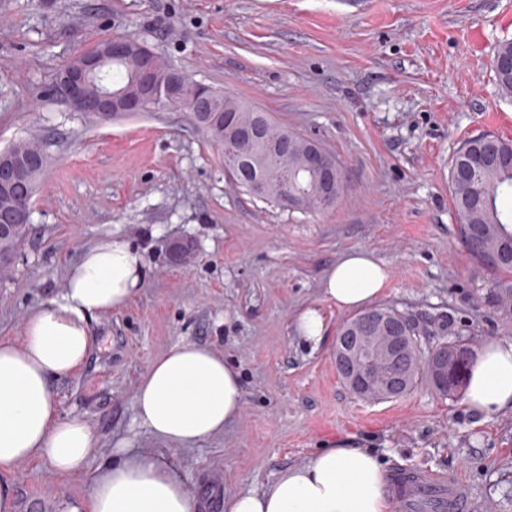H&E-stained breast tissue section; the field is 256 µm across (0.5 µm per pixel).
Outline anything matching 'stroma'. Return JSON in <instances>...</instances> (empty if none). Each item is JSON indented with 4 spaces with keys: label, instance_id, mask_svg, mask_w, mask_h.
Returning a JSON list of instances; mask_svg holds the SVG:
<instances>
[{
    "label": "stroma",
    "instance_id": "1",
    "mask_svg": "<svg viewBox=\"0 0 512 512\" xmlns=\"http://www.w3.org/2000/svg\"><path fill=\"white\" fill-rule=\"evenodd\" d=\"M117 38L315 140L342 166L343 196L315 214L253 196L228 175L223 147L173 106L108 121L72 111L52 91L57 71ZM506 41L512 0H0V151L34 138L49 153L32 231L0 276V337L21 341L30 313L60 297L70 265L100 239L133 243L147 266L133 302L93 320L85 369L52 383L95 452L67 478L17 468V512H44L47 495L84 497L120 441L166 451L136 427L134 394L182 342L222 354L245 394L231 428L170 452L193 512L263 489L347 436L385 470L454 474L476 512H512L511 410L481 419L423 380L361 400L333 343L314 349L291 330L321 303L326 269L365 248L388 268L379 304L407 312L430 342L512 339V320L487 302L493 274L461 242L449 180L464 140H512V97L491 67ZM176 239L194 247L187 262L169 255Z\"/></svg>",
    "mask_w": 512,
    "mask_h": 512
}]
</instances>
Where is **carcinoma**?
Returning a JSON list of instances; mask_svg holds the SVG:
<instances>
[{
    "mask_svg": "<svg viewBox=\"0 0 512 512\" xmlns=\"http://www.w3.org/2000/svg\"><path fill=\"white\" fill-rule=\"evenodd\" d=\"M139 58L136 55L112 61L105 77L112 90H122L130 85L137 74ZM214 108L211 112H196L191 98L184 95L178 106L191 113L193 121L206 128L213 138L224 147V159L231 162L238 156H246L249 167L236 175V182L243 188L251 189L252 177L259 176L266 181L264 197L278 201L279 188L283 179L301 201L299 209L310 212L322 210L318 199L317 178L302 167L301 158L307 145L306 138L286 128L276 129L265 112L249 108L236 100L231 111L236 113L237 124L258 127L262 134L250 141H242L233 135L235 127L224 124V93L213 91ZM42 146L22 140L6 151L0 152V165L13 158L28 156ZM512 156V141L493 135H484L466 140L456 151L450 166L449 179L461 240L469 254L496 275L491 290V303L503 319H512V208L508 199L512 197V163L491 164L478 171L470 179L455 177L457 168L465 165L469 156L475 153ZM48 163V155H42L40 167L31 174L12 178L11 191L0 193V222L11 220L16 209L27 198L34 195L37 181ZM30 225L11 224L0 234V260L3 266L11 262L19 241L28 233ZM399 327L401 335L407 337L411 347L404 355L409 370L405 372L407 389H412L418 380L424 378L435 387L442 397L463 395L470 362L464 354L470 351L469 343L460 344L455 340L439 343L448 353V382L436 384L433 366L423 357H416L412 346L421 345L416 323L393 306L384 307Z\"/></svg>",
    "mask_w": 512,
    "mask_h": 512,
    "instance_id": "obj_1",
    "label": "carcinoma"
}]
</instances>
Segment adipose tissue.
Here are the masks:
<instances>
[{"label":"adipose tissue","instance_id":"adipose-tissue-1","mask_svg":"<svg viewBox=\"0 0 512 512\" xmlns=\"http://www.w3.org/2000/svg\"><path fill=\"white\" fill-rule=\"evenodd\" d=\"M143 257L129 242L105 238L70 266L59 298L29 316L22 343L0 338V512H16L8 480L37 461L59 476L81 472L95 438L78 418H63L52 383L79 374L94 338L91 322L128 304L142 287ZM388 270L364 248L340 256L321 281L322 305L297 314L293 330L319 347L329 337L323 304L342 311L381 296ZM464 402L482 418L512 409V339L491 338L472 361ZM136 422L172 449L223 433L244 409L239 373L222 355L194 343L177 344L151 363L135 393ZM101 469L78 502L58 512H193L184 482L165 455L146 456L130 444ZM384 469L373 448L336 440L307 464L282 470L267 488L225 498L224 512H388Z\"/></svg>","mask_w":512,"mask_h":512}]
</instances>
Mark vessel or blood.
<instances>
[{
  "label": "vessel or blood",
  "mask_w": 512,
  "mask_h": 512,
  "mask_svg": "<svg viewBox=\"0 0 512 512\" xmlns=\"http://www.w3.org/2000/svg\"><path fill=\"white\" fill-rule=\"evenodd\" d=\"M393 512H416L429 502L434 512H472L473 504L462 483L443 472L398 468L389 475Z\"/></svg>",
  "instance_id": "obj_1"
}]
</instances>
